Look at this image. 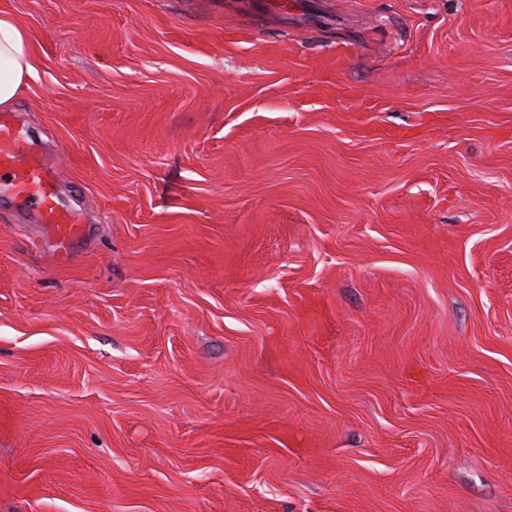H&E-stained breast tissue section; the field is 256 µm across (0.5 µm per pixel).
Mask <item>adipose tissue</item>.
Returning <instances> with one entry per match:
<instances>
[{
    "instance_id": "adipose-tissue-1",
    "label": "adipose tissue",
    "mask_w": 512,
    "mask_h": 512,
    "mask_svg": "<svg viewBox=\"0 0 512 512\" xmlns=\"http://www.w3.org/2000/svg\"><path fill=\"white\" fill-rule=\"evenodd\" d=\"M34 72L27 29L11 15L0 13V109L16 102Z\"/></svg>"
}]
</instances>
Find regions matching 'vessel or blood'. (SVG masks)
Wrapping results in <instances>:
<instances>
[{"instance_id": "obj_1", "label": "vessel or blood", "mask_w": 512, "mask_h": 512, "mask_svg": "<svg viewBox=\"0 0 512 512\" xmlns=\"http://www.w3.org/2000/svg\"><path fill=\"white\" fill-rule=\"evenodd\" d=\"M0 190L33 207L58 244L89 230L80 212L59 206L50 165L9 112L0 113Z\"/></svg>"}]
</instances>
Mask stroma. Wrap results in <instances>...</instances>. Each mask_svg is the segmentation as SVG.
<instances>
[{
	"label": "stroma",
	"mask_w": 512,
	"mask_h": 512,
	"mask_svg": "<svg viewBox=\"0 0 512 512\" xmlns=\"http://www.w3.org/2000/svg\"><path fill=\"white\" fill-rule=\"evenodd\" d=\"M0 12V512H512V0ZM34 72L27 29L11 15L0 13V109L16 102ZM0 188L36 210L59 248L87 234L83 215L57 203L51 166L9 112L0 113Z\"/></svg>",
	"instance_id": "obj_1"
}]
</instances>
